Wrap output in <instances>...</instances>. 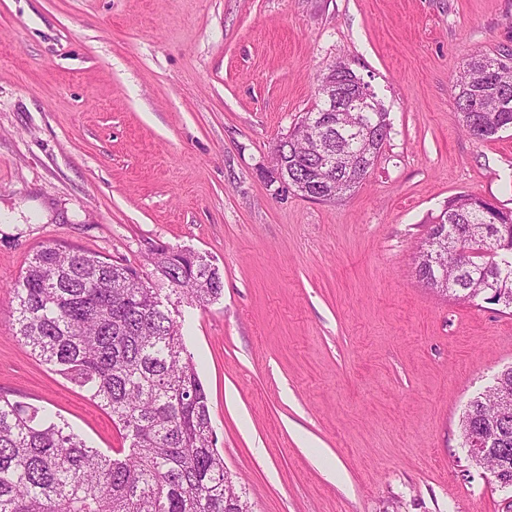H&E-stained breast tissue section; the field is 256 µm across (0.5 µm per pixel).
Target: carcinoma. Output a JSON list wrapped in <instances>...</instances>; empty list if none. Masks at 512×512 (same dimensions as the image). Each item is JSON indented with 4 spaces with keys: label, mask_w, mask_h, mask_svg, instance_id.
Instances as JSON below:
<instances>
[{
    "label": "carcinoma",
    "mask_w": 512,
    "mask_h": 512,
    "mask_svg": "<svg viewBox=\"0 0 512 512\" xmlns=\"http://www.w3.org/2000/svg\"><path fill=\"white\" fill-rule=\"evenodd\" d=\"M462 128L476 140L512 129V108L498 111L499 94L512 96V52L470 59L455 85ZM325 151L379 154L390 138L387 113H364L369 135L336 128L323 112ZM274 162L288 169V186L334 201L361 184L335 165L327 171L295 127ZM451 247L437 261L419 253L416 274L428 287L475 300L497 292L512 309V210L471 194L445 205ZM495 241L496 253L483 252ZM149 262L162 289L139 287L136 270L98 255L43 246L13 288L16 337L58 374L84 389L112 416L125 448L105 455L70 426L31 404L0 396V512H251L216 447L208 396L165 302L186 297L199 306L219 298L224 283L209 263L190 266L153 251ZM503 448L502 475L512 480V407L498 397L474 398L461 420L466 448L491 430Z\"/></svg>",
    "instance_id": "obj_1"
}]
</instances>
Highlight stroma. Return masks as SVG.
<instances>
[{
	"label": "stroma",
	"instance_id": "obj_1",
	"mask_svg": "<svg viewBox=\"0 0 512 512\" xmlns=\"http://www.w3.org/2000/svg\"><path fill=\"white\" fill-rule=\"evenodd\" d=\"M512 50V0H0V396L103 453L112 417L15 337L9 286L49 241L150 277L164 246L223 277L169 309L253 512H512L461 417L512 366V315L426 288L449 199L512 210V131L461 128L454 82ZM350 64L393 130L333 202L276 143Z\"/></svg>",
	"mask_w": 512,
	"mask_h": 512
}]
</instances>
